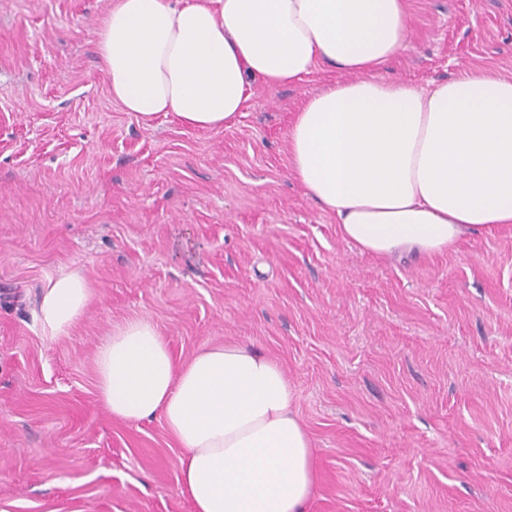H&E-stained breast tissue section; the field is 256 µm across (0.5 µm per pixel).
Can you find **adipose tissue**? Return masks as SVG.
<instances>
[{
	"label": "adipose tissue",
	"instance_id": "adipose-tissue-1",
	"mask_svg": "<svg viewBox=\"0 0 512 512\" xmlns=\"http://www.w3.org/2000/svg\"><path fill=\"white\" fill-rule=\"evenodd\" d=\"M409 24L406 0H113L97 52L124 111L202 130L230 127L254 81L290 84L320 63L351 73L299 110L290 171L360 251L436 254L512 224V78L467 70L428 89L375 78ZM90 297L81 274L49 279L43 331L67 335ZM96 364L113 418H161L183 448L192 512H304L312 442L275 360L228 344L179 368L139 319Z\"/></svg>",
	"mask_w": 512,
	"mask_h": 512
}]
</instances>
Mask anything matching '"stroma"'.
I'll return each mask as SVG.
<instances>
[{"label":"stroma","instance_id":"35a3bbf8","mask_svg":"<svg viewBox=\"0 0 512 512\" xmlns=\"http://www.w3.org/2000/svg\"><path fill=\"white\" fill-rule=\"evenodd\" d=\"M380 77L512 78V0H407ZM109 0H0V512H192L162 419L112 418L96 353L152 322L176 363L245 343L278 361L314 448L306 512H512V227L377 258L289 170L305 101L347 73L254 83L227 129L114 101ZM92 289L72 331L48 277ZM90 297L91 288L80 273L49 278L37 314L43 331L51 338L67 335L84 315Z\"/></svg>","mask_w":512,"mask_h":512}]
</instances>
